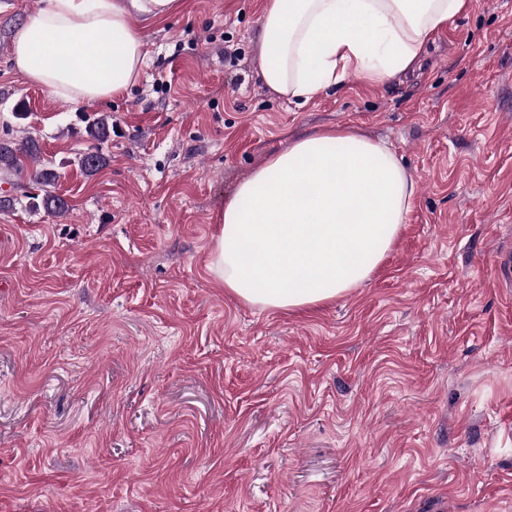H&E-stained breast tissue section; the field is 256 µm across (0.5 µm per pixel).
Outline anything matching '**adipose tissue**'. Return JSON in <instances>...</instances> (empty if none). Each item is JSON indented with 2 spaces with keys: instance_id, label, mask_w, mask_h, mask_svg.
<instances>
[{
  "instance_id": "obj_1",
  "label": "adipose tissue",
  "mask_w": 512,
  "mask_h": 512,
  "mask_svg": "<svg viewBox=\"0 0 512 512\" xmlns=\"http://www.w3.org/2000/svg\"><path fill=\"white\" fill-rule=\"evenodd\" d=\"M469 0H264L260 75L310 101L357 73L372 83L412 70ZM180 0H43L13 39L12 69L75 105L122 97L148 42L132 22ZM415 183L385 142L348 129L296 139L238 185L217 222L210 270L262 311L309 308L362 287L391 252Z\"/></svg>"
}]
</instances>
